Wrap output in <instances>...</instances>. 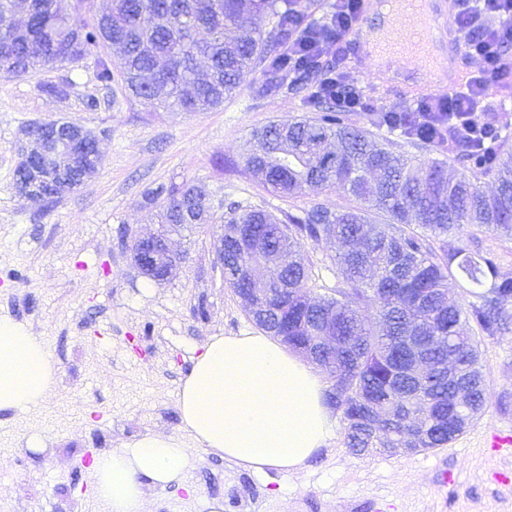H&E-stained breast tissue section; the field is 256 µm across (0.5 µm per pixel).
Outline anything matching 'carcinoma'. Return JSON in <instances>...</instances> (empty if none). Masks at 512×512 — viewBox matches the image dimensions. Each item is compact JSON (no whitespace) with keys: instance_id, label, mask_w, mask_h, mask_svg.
I'll return each instance as SVG.
<instances>
[{"instance_id":"carcinoma-1","label":"carcinoma","mask_w":512,"mask_h":512,"mask_svg":"<svg viewBox=\"0 0 512 512\" xmlns=\"http://www.w3.org/2000/svg\"><path fill=\"white\" fill-rule=\"evenodd\" d=\"M89 0H27L25 28L9 18L16 0H0V60L15 64L12 75L27 76L60 56L82 60L93 48L112 44L129 90L155 109L197 112L224 104L246 70L288 73L284 47L294 29L307 22L299 0H110L95 23L81 11ZM259 15L275 18L268 33L254 27ZM322 78L309 70L287 82L270 81L264 93L310 91ZM315 116L291 124L271 122L253 134L246 159L253 176L272 192L292 196L302 185L339 187L359 206L343 212L313 205L278 217L262 209L230 205L224 221V279L236 295L244 288H273L272 306L282 310L254 320L256 326L303 353L322 325L336 327V353L324 372L336 390L344 444L356 455L366 448H444L464 432L454 402L457 386L472 396L473 415L485 406V378L475 337L459 330L463 319L494 335L507 324L503 302L512 297V278L500 273L495 256L480 241L456 246L448 236L463 225L512 236V152H464L473 177L448 175V165L421 160L344 122L329 100L315 102ZM70 165L49 152L35 168H17L18 183L39 194L63 197L72 190L59 181ZM495 183L486 193L476 177ZM162 210L163 223L208 224L212 214L205 186L193 182L159 186L146 195ZM385 222L373 227L369 215ZM336 247L338 281L333 295L310 302L312 269L307 241ZM288 254V266L273 267L252 280L253 266L267 251ZM461 276L478 304L465 309L445 301V282ZM427 336L430 360L453 355V374L439 372L432 386L415 393L401 374L403 336ZM383 409L371 420L374 407ZM422 419L425 433L416 431Z\"/></svg>"}]
</instances>
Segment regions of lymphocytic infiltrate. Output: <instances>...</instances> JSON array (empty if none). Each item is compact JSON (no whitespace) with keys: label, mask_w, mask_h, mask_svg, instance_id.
I'll list each match as a JSON object with an SVG mask.
<instances>
[{"label":"lymphocytic infiltrate","mask_w":512,"mask_h":512,"mask_svg":"<svg viewBox=\"0 0 512 512\" xmlns=\"http://www.w3.org/2000/svg\"><path fill=\"white\" fill-rule=\"evenodd\" d=\"M361 0H334L326 21L299 30L288 51L321 64L337 42L357 25ZM456 34L473 63L458 90L421 100L402 124L408 133L430 132L437 140L484 151L493 130L485 119L486 94L495 88L501 102L512 103V0H456Z\"/></svg>","instance_id":"lymphocytic-infiltrate-1"}]
</instances>
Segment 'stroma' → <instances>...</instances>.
Wrapping results in <instances>:
<instances>
[{
	"label": "stroma",
	"instance_id": "stroma-1",
	"mask_svg": "<svg viewBox=\"0 0 512 512\" xmlns=\"http://www.w3.org/2000/svg\"><path fill=\"white\" fill-rule=\"evenodd\" d=\"M450 62L417 77L410 59L388 66L340 49V65L375 104L403 110L435 95L449 73L464 77L471 63L462 47L441 44ZM99 47L80 63H55L28 77L0 73V314L40 336L59 366L55 392L36 411L0 412V512H103L84 457L149 433L179 439V387L213 336H232L254 324L224 281L211 243L235 202L275 215L314 205L353 207L343 190H303L279 197L248 172L252 133L273 121L313 116L300 95H259L262 71L245 73L223 107L162 112L132 96L121 76L96 78ZM64 84L68 94H48ZM77 121L100 137L96 174L52 207L15 189L25 131L38 121ZM189 181L210 193L214 221L176 241L184 260L158 282L134 264L127 242L158 226L147 190ZM313 268L307 291L328 295L336 285L333 250L306 243ZM480 362L486 404L448 447L412 454L354 455L336 434L305 469L257 474L194 451L190 490L156 489L147 512H512V454L491 446L512 432V323L482 336ZM39 435L32 451L24 437Z\"/></svg>",
	"mask_w": 512,
	"mask_h": 512
}]
</instances>
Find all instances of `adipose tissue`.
<instances>
[{"instance_id":"adipose-tissue-1","label":"adipose tissue","mask_w":512,"mask_h":512,"mask_svg":"<svg viewBox=\"0 0 512 512\" xmlns=\"http://www.w3.org/2000/svg\"><path fill=\"white\" fill-rule=\"evenodd\" d=\"M59 369L44 342L0 316V411L27 413L53 391ZM191 444L147 434L91 465L106 512H144L150 488H188L194 449L256 473L301 471L336 434L318 371L259 332L210 337L178 393Z\"/></svg>"}]
</instances>
